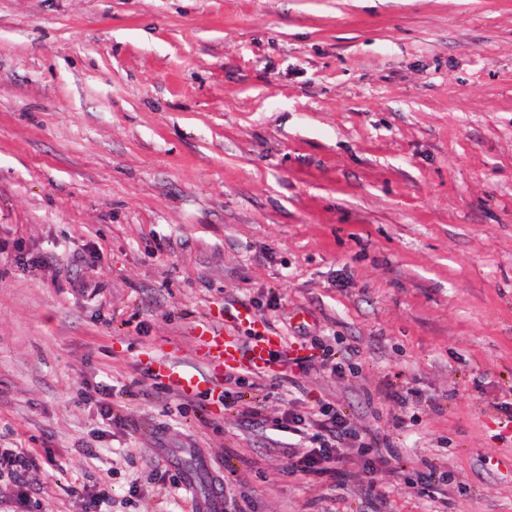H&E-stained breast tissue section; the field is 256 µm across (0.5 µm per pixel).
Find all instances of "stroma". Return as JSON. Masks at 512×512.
<instances>
[{
    "label": "stroma",
    "instance_id": "stroma-1",
    "mask_svg": "<svg viewBox=\"0 0 512 512\" xmlns=\"http://www.w3.org/2000/svg\"><path fill=\"white\" fill-rule=\"evenodd\" d=\"M241 309L315 364L154 394ZM326 402L386 466L286 472ZM1 431L0 512H512V0H0ZM16 449L5 447L0 451V490L4 471H6L9 483L5 485V489H10L12 496L22 504L26 503L29 492L32 491L22 480V476L30 469L38 467L39 463L36 452L31 448Z\"/></svg>",
    "mask_w": 512,
    "mask_h": 512
}]
</instances>
